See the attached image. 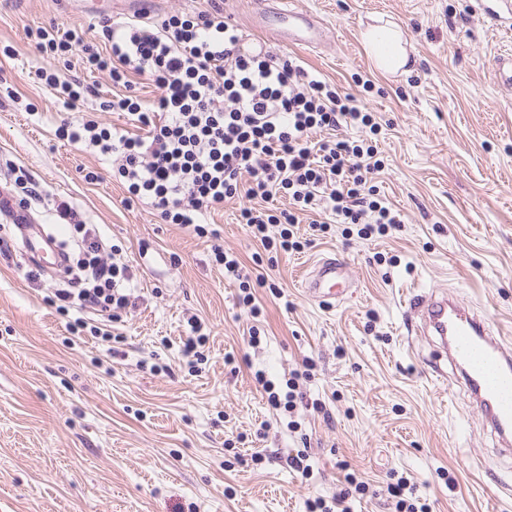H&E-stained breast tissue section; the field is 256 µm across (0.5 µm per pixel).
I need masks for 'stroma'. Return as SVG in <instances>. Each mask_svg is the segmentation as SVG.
Listing matches in <instances>:
<instances>
[{"mask_svg": "<svg viewBox=\"0 0 512 512\" xmlns=\"http://www.w3.org/2000/svg\"><path fill=\"white\" fill-rule=\"evenodd\" d=\"M214 3L245 35L378 113L379 189L402 223L368 239L335 224L302 251L270 252L239 223L237 198L210 214L202 237L145 205L123 206L108 162L57 134L58 107L37 73L84 76L104 98L109 79L38 52L31 35L57 22L102 39L112 0L96 10L0 0V191L19 195L26 172L40 193L25 209L52 228L59 219L43 192L66 201L118 246L137 297L112 354L68 332L50 302L52 277L29 282L22 259L0 254V512H308V499H331L348 473L364 484L351 512H395L387 487L401 477L428 512H512V490L500 487L512 482V458L467 394L437 382L408 308L414 294L445 290L512 346V89L492 77L499 33L479 0H288L324 25V43L310 49L258 35L251 0H159L150 17ZM378 16L409 37V72L380 73L366 55L362 32ZM88 171L99 182H86ZM216 241L267 279L254 291L260 316L225 279ZM331 254L354 284L333 306L302 288ZM191 317L208 338L193 368L182 355ZM308 358L317 368L298 381L305 404L269 407L255 372L282 391ZM300 449L306 479L285 462Z\"/></svg>", "mask_w": 512, "mask_h": 512, "instance_id": "1", "label": "stroma"}]
</instances>
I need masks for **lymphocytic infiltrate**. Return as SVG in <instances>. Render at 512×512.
<instances>
[{"mask_svg":"<svg viewBox=\"0 0 512 512\" xmlns=\"http://www.w3.org/2000/svg\"><path fill=\"white\" fill-rule=\"evenodd\" d=\"M107 40L98 46L62 24L38 28L40 52L78 56L84 70L108 76L114 87L101 111L121 113L126 125L84 118L90 88L79 77L39 71L65 112L58 131L112 162V178L126 189L124 204L147 202L167 224L202 232L201 220L234 198L254 239L264 248L296 251L293 228L357 224L366 237L385 235L400 218L377 197L373 179L383 167L370 137L377 132L368 109L309 72L295 58L248 46L241 29L217 9L176 12L157 22L102 18ZM156 95L144 101L137 79ZM291 206L275 207L279 194ZM76 232L77 270L52 302L68 316V329L104 342L136 307L131 268L104 256L92 225L80 223L66 202L53 201Z\"/></svg>","mask_w":512,"mask_h":512,"instance_id":"obj_1","label":"lymphocytic infiltrate"}]
</instances>
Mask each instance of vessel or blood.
I'll use <instances>...</instances> for the list:
<instances>
[{
	"mask_svg": "<svg viewBox=\"0 0 512 512\" xmlns=\"http://www.w3.org/2000/svg\"><path fill=\"white\" fill-rule=\"evenodd\" d=\"M254 26L266 30L269 22L287 24L294 44L317 45L320 29L307 13L271 6L269 0H254ZM481 11L492 28L512 33V0H481ZM498 84L512 88V50L500 51L493 64ZM23 251L31 266L52 269L60 262L59 250L43 227H23ZM345 265L334 258L316 262L306 277L303 290L314 300H344L348 294L343 283ZM423 336L435 337L437 349L430 365L441 372L442 362H449L456 383L465 389L477 414L497 436L501 447L512 446V347L488 327L485 319L461 308L447 294L414 299Z\"/></svg>",
	"mask_w": 512,
	"mask_h": 512,
	"instance_id": "1",
	"label": "vessel or blood"
}]
</instances>
